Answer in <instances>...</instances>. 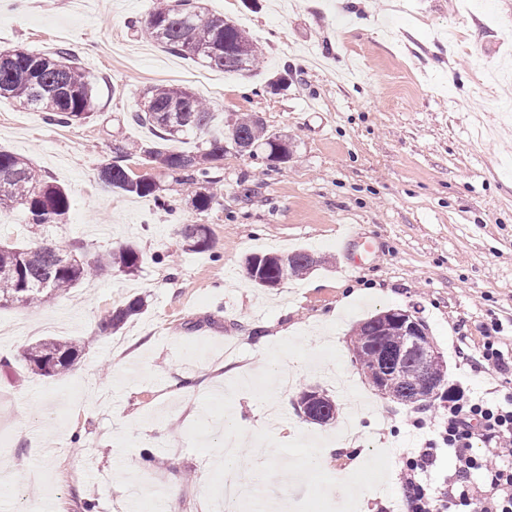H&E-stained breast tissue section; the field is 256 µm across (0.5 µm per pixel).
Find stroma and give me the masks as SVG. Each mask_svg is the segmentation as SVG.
<instances>
[{
	"mask_svg": "<svg viewBox=\"0 0 512 512\" xmlns=\"http://www.w3.org/2000/svg\"><path fill=\"white\" fill-rule=\"evenodd\" d=\"M260 45L253 74L228 75L171 55L132 23L153 0H0V51L72 53L96 87L89 118L49 124L0 99V148L31 160L72 206L54 238L104 251L134 243L136 274L105 272L66 297L0 307V512H213L224 500L225 421L265 449L266 476L291 512H389L404 499L400 458L428 438L414 410L381 398L352 360L357 324L378 311H417L443 354L448 391L512 396V374L476 362L488 336L512 358V0H199ZM189 88L216 123L262 119L288 143L287 162L227 149L212 175L222 196L197 214L191 188L133 157V175L180 199L104 187L113 140L149 146L130 123L143 92ZM209 225L213 247L183 250L180 225ZM359 238L344 239L348 226ZM306 249L307 274L260 288L255 254ZM172 253L176 262H165ZM141 314L116 333L96 325L129 299ZM73 341L61 376L21 362L37 340ZM472 354L466 362L458 349ZM245 369L225 375L220 366ZM190 385L191 397L179 394ZM334 394L333 425L306 422L297 392ZM276 404L279 416L254 431ZM178 488L176 499L158 491Z\"/></svg>",
	"mask_w": 512,
	"mask_h": 512,
	"instance_id": "stroma-1",
	"label": "stroma"
}]
</instances>
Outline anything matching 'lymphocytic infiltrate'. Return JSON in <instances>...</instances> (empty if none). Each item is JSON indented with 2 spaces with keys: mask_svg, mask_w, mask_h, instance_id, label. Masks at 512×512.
<instances>
[{
  "mask_svg": "<svg viewBox=\"0 0 512 512\" xmlns=\"http://www.w3.org/2000/svg\"><path fill=\"white\" fill-rule=\"evenodd\" d=\"M414 427L429 429L431 436L413 456L401 460L398 481L409 512H512V397L489 403L457 395L443 410L414 418ZM486 451L472 452L475 442ZM456 457V477L435 490L427 476L440 450ZM485 479L483 489H469L471 472Z\"/></svg>",
  "mask_w": 512,
  "mask_h": 512,
  "instance_id": "obj_1",
  "label": "lymphocytic infiltrate"
}]
</instances>
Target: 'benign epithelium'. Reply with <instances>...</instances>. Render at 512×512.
Here are the masks:
<instances>
[{"label":"benign epithelium","mask_w":512,"mask_h":512,"mask_svg":"<svg viewBox=\"0 0 512 512\" xmlns=\"http://www.w3.org/2000/svg\"><path fill=\"white\" fill-rule=\"evenodd\" d=\"M375 326L378 335L382 336L391 326L399 328V333L406 337L405 347L394 351L387 347L379 350L373 356L375 367L366 372L368 380L374 391L382 396L388 394L383 383L390 381L398 369V363L408 356H413L417 364L432 369L431 373L424 375L423 386L428 395L436 397L447 384L446 375L433 372L440 360V353L436 349L425 324L410 309H388L376 316Z\"/></svg>","instance_id":"obj_1"}]
</instances>
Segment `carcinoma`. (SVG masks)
I'll use <instances>...</instances> for the list:
<instances>
[{
  "label": "carcinoma",
  "mask_w": 512,
  "mask_h": 512,
  "mask_svg": "<svg viewBox=\"0 0 512 512\" xmlns=\"http://www.w3.org/2000/svg\"><path fill=\"white\" fill-rule=\"evenodd\" d=\"M142 32L170 53L191 59L205 67L230 74H246L258 66L262 51L248 33L221 15L202 10L195 0H154ZM0 98L11 99L20 106L46 113L48 119L62 126L81 122L93 108L94 87L89 75L69 53L58 50L42 54L24 48L0 52ZM142 107L132 119L151 126L165 142L193 137L198 140L193 152L170 150L159 145L144 149L121 140L112 147V159L98 172L100 182L110 188L140 197H153L163 208L172 204L161 195L159 184L146 177L134 178L125 162L138 152L155 162L182 184L213 183L212 163L224 157L229 144L250 146L249 155L263 153L271 161L288 159V145L270 134L257 118L237 117L222 125H213L214 112L186 87L156 86L148 90ZM218 203V194L197 191L189 204L199 214ZM22 210L27 226L39 238L25 244L0 242V306L23 303L31 306L52 296L67 295L78 284L100 272L130 275L139 270L140 252L132 245L100 253L87 262L69 260L70 251L52 237L51 229L65 222L71 208L66 190L44 180L25 158L0 150V211ZM185 250L206 252L212 247L210 228L205 224H183L179 231ZM318 258L307 251L286 256L254 255L246 259V274L260 287L271 286L283 276L298 277L317 266ZM144 302L129 300L112 310L102 321L103 331H117L128 320L141 313ZM376 328L369 320L356 328L354 346L367 348L375 340ZM77 349L63 339H42L28 346L22 361L35 373L61 376L75 360ZM422 385L420 368L409 362L399 379L391 386L389 397L420 407L417 398ZM311 403L313 423L336 422L338 405L327 392L306 386L296 395V407Z\"/></svg>",
  "instance_id": "cac0c4a2"
}]
</instances>
